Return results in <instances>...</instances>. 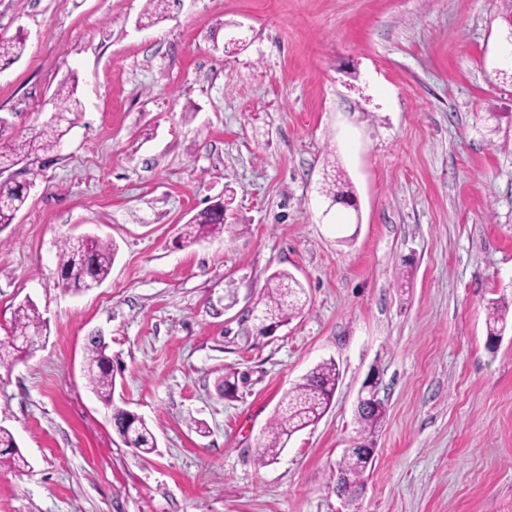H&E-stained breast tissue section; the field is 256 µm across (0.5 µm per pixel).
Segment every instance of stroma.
<instances>
[{"label": "stroma", "mask_w": 512, "mask_h": 512, "mask_svg": "<svg viewBox=\"0 0 512 512\" xmlns=\"http://www.w3.org/2000/svg\"><path fill=\"white\" fill-rule=\"evenodd\" d=\"M0 0V146L75 86L81 114L34 164L0 225V339L20 303L44 331L0 370V426L29 465L0 467V512H512V81L496 72L504 0ZM339 166L355 208L329 206ZM233 193L238 230L199 244L192 216ZM116 244L108 278L58 287L59 249ZM277 270L304 312L271 335L248 310ZM102 335L117 405L154 454L122 444L87 385ZM327 414L269 465L284 395L325 360ZM241 378L227 399V372ZM386 415L356 498L337 464L358 441L369 373ZM508 303L493 302L487 313V341L490 346L496 343L508 327Z\"/></svg>", "instance_id": "stroma-1"}]
</instances>
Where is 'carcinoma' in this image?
Segmentation results:
<instances>
[{
	"mask_svg": "<svg viewBox=\"0 0 512 512\" xmlns=\"http://www.w3.org/2000/svg\"><path fill=\"white\" fill-rule=\"evenodd\" d=\"M169 0H145L142 17L149 23L162 18ZM26 37L17 35L14 40L0 42V61L18 59L25 49ZM75 88L58 90L53 97L55 110L64 115L61 123H46L29 138L10 144V155L19 160L37 159L39 153H49L57 148L68 134L74 119L79 117L80 102L74 97ZM324 194L333 201L348 198L343 174L338 169L324 181ZM29 194L9 181H0V224H11L17 213L25 206ZM227 206L219 204V209L204 210L183 225L185 238L195 243L208 237L224 234L229 229L226 224ZM116 245L98 237H81L64 243L59 256L58 282L65 289L78 288L90 280L104 281L112 269ZM307 303L305 289L290 272L279 270L270 275L266 291L258 297L252 308L268 323L278 326L288 323L299 315ZM43 324L36 306L26 301L15 312L10 333L15 336L28 334L35 326ZM487 341L496 343L508 327V304L494 302L487 313ZM107 345L96 339L86 347V378L89 387L103 406L112 411L113 428L128 447L140 455L155 451L156 440L145 420L132 411L113 405L116 389V376L112 371V359L106 353ZM340 372L334 360L324 361L309 371L285 395L276 409L267 435L259 448V462L266 465L274 461L288 440L296 432L319 422L331 406L339 382ZM385 406L379 400L368 411L358 414L359 434L362 437L373 434L383 421ZM15 469L29 466L21 455L13 434L0 426V466ZM365 461L360 448L348 451L337 466L336 477L340 493L352 498L362 486Z\"/></svg>",
	"mask_w": 512,
	"mask_h": 512,
	"instance_id": "1",
	"label": "carcinoma"
}]
</instances>
